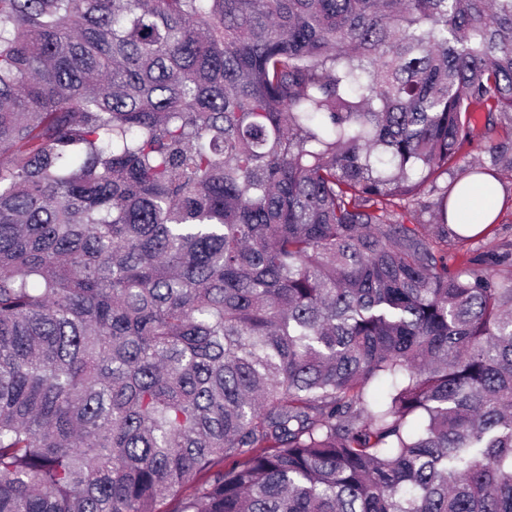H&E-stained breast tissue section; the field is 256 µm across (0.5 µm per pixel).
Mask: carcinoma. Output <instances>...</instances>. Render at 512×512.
<instances>
[{"label": "carcinoma", "mask_w": 512, "mask_h": 512, "mask_svg": "<svg viewBox=\"0 0 512 512\" xmlns=\"http://www.w3.org/2000/svg\"><path fill=\"white\" fill-rule=\"evenodd\" d=\"M482 113L512 0H0V512H512ZM509 121H498L497 125L490 130L484 126V118L480 121L474 130L473 137L469 143L465 144L461 151L462 156H465L464 161L460 163V168L456 169L454 173L455 182H462L465 179L472 178V168L474 167H488L490 166L489 149L491 146L502 142L507 139ZM472 165V167H471ZM459 183V184H460ZM470 180L461 184H468Z\"/></svg>", "instance_id": "carcinoma-1"}]
</instances>
